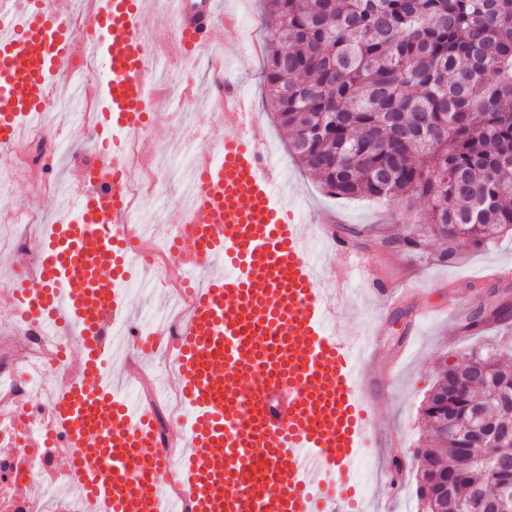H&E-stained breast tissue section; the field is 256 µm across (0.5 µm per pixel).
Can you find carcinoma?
<instances>
[{"mask_svg":"<svg viewBox=\"0 0 512 512\" xmlns=\"http://www.w3.org/2000/svg\"><path fill=\"white\" fill-rule=\"evenodd\" d=\"M272 29L263 83L288 152L326 193L379 204H428V234L483 246L512 230V0H263ZM512 309L477 311L469 325ZM483 401L484 442L445 419ZM425 446L414 451L451 492L438 512H512L486 493L512 486V456L490 474L471 457L512 448V364L500 350H471L439 374Z\"/></svg>","mask_w":512,"mask_h":512,"instance_id":"cac0c4a2","label":"carcinoma"}]
</instances>
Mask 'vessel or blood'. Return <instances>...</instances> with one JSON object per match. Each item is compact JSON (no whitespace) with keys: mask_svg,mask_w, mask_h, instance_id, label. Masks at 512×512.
I'll return each instance as SVG.
<instances>
[{"mask_svg":"<svg viewBox=\"0 0 512 512\" xmlns=\"http://www.w3.org/2000/svg\"><path fill=\"white\" fill-rule=\"evenodd\" d=\"M66 0H0V148L26 131L47 136L58 86L86 95L78 58L112 31L111 111L84 144L70 218L47 225L15 263V311L41 335L76 336L43 409L63 465L94 512H366L354 467L376 430L364 379L368 344L332 331L335 299L321 286L294 210L274 192L276 162L247 97L221 86L223 138L199 154L175 243L189 312L177 326L172 439L143 402L107 392L114 323L139 248L126 240L132 206L118 155L148 125L157 73L143 0H84V31ZM176 70L212 53L217 0H171Z\"/></svg>","mask_w":512,"mask_h":512,"instance_id":"1","label":"vessel or blood"}]
</instances>
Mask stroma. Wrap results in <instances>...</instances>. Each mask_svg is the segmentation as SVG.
Instances as JSON below:
<instances>
[{
	"label": "stroma",
	"instance_id": "obj_1",
	"mask_svg": "<svg viewBox=\"0 0 512 512\" xmlns=\"http://www.w3.org/2000/svg\"><path fill=\"white\" fill-rule=\"evenodd\" d=\"M225 12L234 15L235 25L216 32L223 51L226 82L249 97L265 128V143L277 162V176L285 186V199L301 213L310 243H318L317 228L337 224L348 236L352 252L325 254V291H334V271L350 270L345 292L336 307L334 330L372 342L375 355L365 371L386 394L376 407L375 423L391 437L395 446L366 448L357 467V484L371 512H421L416 497L417 464L408 461L407 474L398 495L384 485L380 464H394L401 453L421 446L427 423L422 403L434 388L441 370L454 367L472 347L489 344L512 352V325L488 326L479 331L464 328L465 314L448 309L449 297L475 291L480 303L493 307L502 299L512 300V231L487 246L468 244L458 249L455 260L444 263L438 256L442 242L431 239L421 252L403 245L412 225L424 224V205H416L411 221H404L403 204L379 206L359 198L338 199L326 194L317 181L300 169L289 155L286 137L271 119L272 109L261 84L264 55L254 45H266L270 30L264 23L260 0H223ZM213 71L207 57L196 59L180 78L195 88L192 104L206 128L220 130L218 109L210 98ZM407 283L417 296L391 302L373 290L376 280Z\"/></svg>",
	"mask_w": 512,
	"mask_h": 512
}]
</instances>
